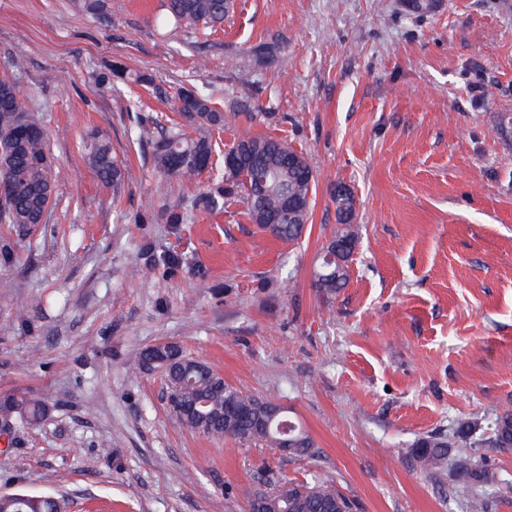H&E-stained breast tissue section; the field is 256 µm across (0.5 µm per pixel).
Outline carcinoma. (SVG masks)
<instances>
[{
	"mask_svg": "<svg viewBox=\"0 0 512 512\" xmlns=\"http://www.w3.org/2000/svg\"><path fill=\"white\" fill-rule=\"evenodd\" d=\"M83 12L109 18L110 0H78ZM234 10V0H164L163 12L154 18L160 29L173 28L186 33L201 29L218 30ZM227 105L215 93L195 87L177 92L176 110L181 121L154 134L149 122L139 123V137L147 138L154 169L160 176L158 192L167 196L172 181L193 183L208 172L215 174L203 191L189 202H180L166 211L169 224H186L197 211L219 213L233 200L244 205L243 214L250 223L282 241L302 237L310 219L314 171L307 155L288 141L258 136L252 126L257 120H271L272 112H248L229 95ZM233 126L239 128L231 149L245 155L247 165L232 170L219 168L213 133ZM88 163L99 180L112 187V197L121 196L125 172L105 138L95 139L89 147ZM0 176L8 181L4 199H0V224H11L19 230L44 222L52 204L56 183L55 166L45 127L24 106V94L13 81L0 80ZM337 227L325 247L324 255L332 261H321L314 272L313 288L329 302L345 288L349 267L359 245L360 225L355 220V198L349 189L333 190ZM157 362L165 376L167 388L178 393V405L192 409L191 414L172 410L187 428L213 439L232 438L259 442L273 457L283 456L282 442H290L288 455L309 456L315 443L286 412L275 413L279 405L243 394L224 381L210 365L188 357L179 346L161 357L152 350L141 354L132 364V372L144 370L149 362ZM43 400L5 393L0 397V413L5 417H23L37 424L45 416ZM467 438V430L445 436H428L418 440L405 452L407 458L428 473L446 464L448 449L456 439ZM474 446L487 444L493 448H512V408L505 406L497 416L492 434L471 441ZM462 475L455 483L457 496L466 499L473 512H484L482 487L488 476L474 469L467 459L458 460ZM263 497L265 512H353L354 504L344 497L326 477L315 475L309 481H293L269 475L247 490V499ZM58 503L42 496L21 494L0 498V512H56Z\"/></svg>",
	"mask_w": 512,
	"mask_h": 512,
	"instance_id": "cac0c4a2",
	"label": "carcinoma"
}]
</instances>
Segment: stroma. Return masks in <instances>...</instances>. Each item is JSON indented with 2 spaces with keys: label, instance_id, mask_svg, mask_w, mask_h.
<instances>
[{
  "label": "stroma",
  "instance_id": "obj_1",
  "mask_svg": "<svg viewBox=\"0 0 512 512\" xmlns=\"http://www.w3.org/2000/svg\"><path fill=\"white\" fill-rule=\"evenodd\" d=\"M162 0H0V78L17 81L57 169L46 223L0 224V393L39 397L35 425L0 430V495L50 494L66 512H247L265 467L320 473L357 512H469L451 468L401 449L468 422L488 435L512 406V0H236L221 30L159 33ZM275 54L256 60L257 46ZM122 63L150 78L110 90ZM274 113L315 172L302 238L283 242L241 205L169 224L141 117L174 118L183 86ZM126 167L113 199L85 158L90 134ZM348 185L361 238L332 303L312 286ZM269 398L314 456L273 458L169 412L161 371L128 366L160 343ZM493 475L485 512H512V448L459 444Z\"/></svg>",
  "mask_w": 512,
  "mask_h": 512
}]
</instances>
